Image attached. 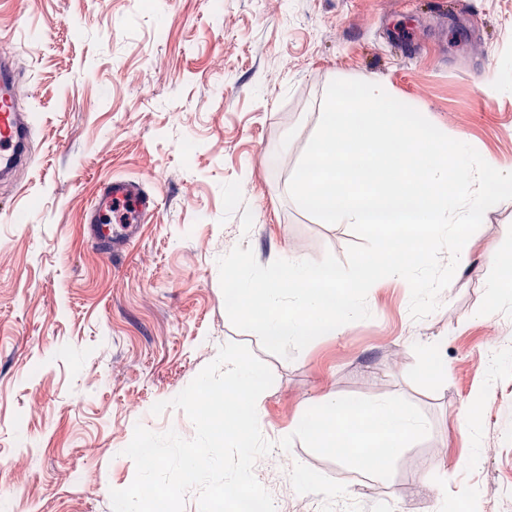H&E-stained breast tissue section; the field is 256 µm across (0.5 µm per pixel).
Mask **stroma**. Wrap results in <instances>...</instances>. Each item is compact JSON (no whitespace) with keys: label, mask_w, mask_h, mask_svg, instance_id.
Listing matches in <instances>:
<instances>
[{"label":"stroma","mask_w":512,"mask_h":512,"mask_svg":"<svg viewBox=\"0 0 512 512\" xmlns=\"http://www.w3.org/2000/svg\"><path fill=\"white\" fill-rule=\"evenodd\" d=\"M33 94L34 160L0 183V501L8 512H112L136 426L192 438L170 407L230 342L272 370L254 473L276 512H512V200L488 209L439 307L416 320L384 279L369 319L282 358L230 322L218 260L345 259L357 235L290 197L289 180L336 79L378 81L449 137L512 170V0H0ZM280 146L269 163L267 153ZM155 188L158 216L105 258L81 216L104 179ZM252 225L242 235L240 225ZM448 367L446 379L429 374ZM390 400L426 423L384 471L341 464L299 434L320 397ZM166 402L161 414L152 406ZM482 406L479 467L458 431ZM335 489V498L325 496Z\"/></svg>","instance_id":"obj_1"}]
</instances>
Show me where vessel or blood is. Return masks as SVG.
Masks as SVG:
<instances>
[{
    "label": "vessel or blood",
    "instance_id": "obj_1",
    "mask_svg": "<svg viewBox=\"0 0 512 512\" xmlns=\"http://www.w3.org/2000/svg\"><path fill=\"white\" fill-rule=\"evenodd\" d=\"M27 83L8 57L0 58V180L6 181L32 161L31 116L21 103ZM157 194L137 179L112 177L102 181L85 208L82 224L88 238L105 256L123 255L141 226L159 209Z\"/></svg>",
    "mask_w": 512,
    "mask_h": 512
}]
</instances>
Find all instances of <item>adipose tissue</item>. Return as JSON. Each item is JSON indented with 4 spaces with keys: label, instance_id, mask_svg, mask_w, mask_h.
Wrapping results in <instances>:
<instances>
[{
    "label": "adipose tissue",
    "instance_id": "adipose-tissue-1",
    "mask_svg": "<svg viewBox=\"0 0 512 512\" xmlns=\"http://www.w3.org/2000/svg\"><path fill=\"white\" fill-rule=\"evenodd\" d=\"M299 431L354 466L377 471L405 439L423 433L424 423L392 401L345 404L325 398L301 421Z\"/></svg>",
    "mask_w": 512,
    "mask_h": 512
}]
</instances>
